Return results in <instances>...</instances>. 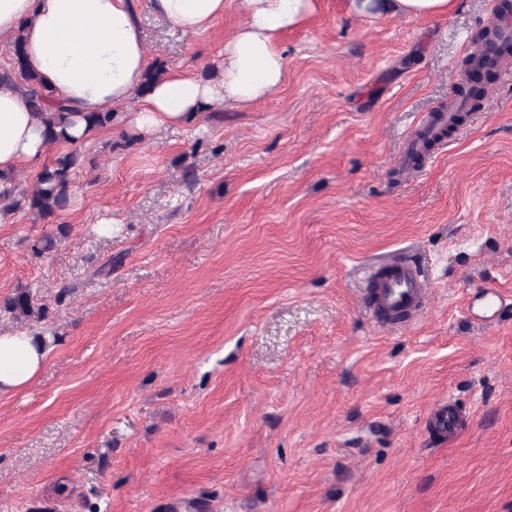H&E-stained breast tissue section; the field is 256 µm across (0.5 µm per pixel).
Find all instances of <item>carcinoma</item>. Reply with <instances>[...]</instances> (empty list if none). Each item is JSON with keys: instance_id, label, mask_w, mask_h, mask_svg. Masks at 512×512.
<instances>
[{"instance_id": "carcinoma-1", "label": "carcinoma", "mask_w": 512, "mask_h": 512, "mask_svg": "<svg viewBox=\"0 0 512 512\" xmlns=\"http://www.w3.org/2000/svg\"><path fill=\"white\" fill-rule=\"evenodd\" d=\"M13 66L0 71V88L7 87L19 92L30 111L42 121L47 141L65 143L72 150L56 158L53 166L44 169L38 176L35 187L25 190L15 185V179H10L12 187L0 191V213L8 214L24 206L36 211L46 218L56 215L66 209L71 198V172L76 166L80 155V145L75 143L67 128L73 125L69 120V108L64 104L55 103L56 112L46 113L45 105L53 101L52 92L43 79L29 71L25 65V51L21 39H15L10 46ZM477 53H472L463 61L462 72L464 80L457 86V93L465 101L472 99L468 88L469 71L477 66ZM87 129L104 128L117 122L118 113L109 110L105 112H86L79 114ZM7 309L19 317H29L33 314V299L29 292L21 291L7 302Z\"/></svg>"}]
</instances>
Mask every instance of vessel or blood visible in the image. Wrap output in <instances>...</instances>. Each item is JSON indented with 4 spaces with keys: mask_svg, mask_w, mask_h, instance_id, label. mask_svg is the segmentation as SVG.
I'll return each instance as SVG.
<instances>
[{
    "mask_svg": "<svg viewBox=\"0 0 512 512\" xmlns=\"http://www.w3.org/2000/svg\"><path fill=\"white\" fill-rule=\"evenodd\" d=\"M429 288L422 266L400 256L387 269L371 273L367 307L381 326L400 324L425 308ZM505 300L499 289L489 288L469 301L467 311L479 324L488 325ZM428 424L433 431L453 439L465 427L466 417L452 401H441L433 408Z\"/></svg>",
    "mask_w": 512,
    "mask_h": 512,
    "instance_id": "b4317fda",
    "label": "vessel or blood"
}]
</instances>
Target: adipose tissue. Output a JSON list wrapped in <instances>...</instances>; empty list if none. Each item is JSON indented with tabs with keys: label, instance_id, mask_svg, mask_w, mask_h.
<instances>
[{
	"label": "adipose tissue",
	"instance_id": "1",
	"mask_svg": "<svg viewBox=\"0 0 512 512\" xmlns=\"http://www.w3.org/2000/svg\"><path fill=\"white\" fill-rule=\"evenodd\" d=\"M247 21L224 44L221 76L144 79L149 56L133 0H0V43L22 38L27 68L75 112H104L138 100L130 122L149 133L193 121L225 102L252 104L284 77L281 36L301 27L316 0H239ZM154 14L186 34L210 29L224 15V0H150ZM354 14L443 16L454 0H349ZM49 147L41 121L22 97L0 89V176L41 164ZM48 349L31 332L0 335V395L26 387Z\"/></svg>",
	"mask_w": 512,
	"mask_h": 512
}]
</instances>
